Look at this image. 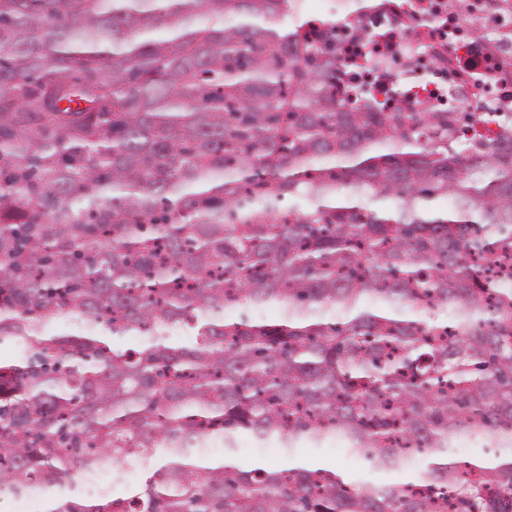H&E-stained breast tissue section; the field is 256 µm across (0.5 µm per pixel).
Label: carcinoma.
Segmentation results:
<instances>
[{"mask_svg":"<svg viewBox=\"0 0 512 512\" xmlns=\"http://www.w3.org/2000/svg\"><path fill=\"white\" fill-rule=\"evenodd\" d=\"M295 0H0V491L44 512H500L512 456V116L477 144L458 117L339 96L336 26L309 39ZM296 13L288 30L275 25ZM373 54L364 67L389 70ZM455 201L452 216L429 203ZM306 208L279 210L285 197ZM395 199V209L369 200ZM274 303V325L224 308ZM454 309V332L429 317ZM336 307L342 321L308 312ZM87 323L80 336L52 323ZM183 328L195 341L169 342ZM148 337L116 351L108 335ZM224 461L196 454L215 431ZM343 439L419 478L348 483L244 469L237 437ZM164 463L128 498L74 477ZM453 499L422 490L428 482Z\"/></svg>","mask_w":512,"mask_h":512,"instance_id":"obj_1","label":"carcinoma"}]
</instances>
